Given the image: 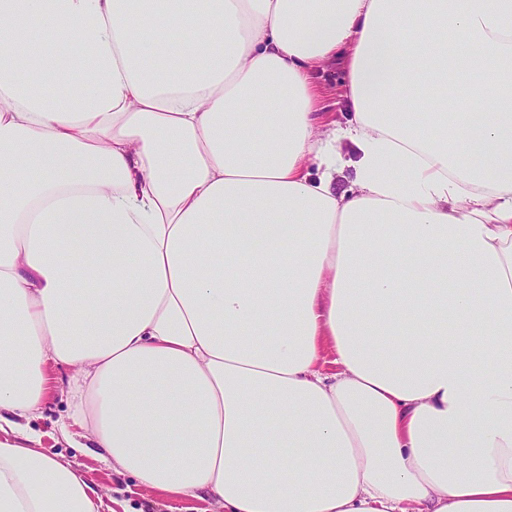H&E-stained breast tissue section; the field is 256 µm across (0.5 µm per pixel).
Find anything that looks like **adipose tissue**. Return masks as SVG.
<instances>
[{
  "mask_svg": "<svg viewBox=\"0 0 512 512\" xmlns=\"http://www.w3.org/2000/svg\"><path fill=\"white\" fill-rule=\"evenodd\" d=\"M56 368L152 493L512 512V0H0V512H101L21 424ZM348 72L349 62L344 56L333 58L314 70L312 82L319 93L315 116L320 126L333 122L344 126L351 118L345 103Z\"/></svg>",
  "mask_w": 512,
  "mask_h": 512,
  "instance_id": "ef3b65f1",
  "label": "adipose tissue"
}]
</instances>
